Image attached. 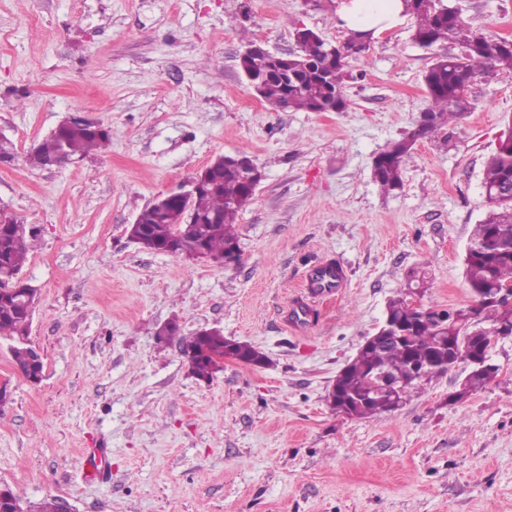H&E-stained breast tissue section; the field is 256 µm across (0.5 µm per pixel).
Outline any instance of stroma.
I'll use <instances>...</instances> for the list:
<instances>
[{"label": "stroma", "instance_id": "stroma-1", "mask_svg": "<svg viewBox=\"0 0 512 512\" xmlns=\"http://www.w3.org/2000/svg\"><path fill=\"white\" fill-rule=\"evenodd\" d=\"M473 31L512 38V0H453ZM348 35L335 0H0V211L37 231L22 276L38 293L39 383L0 343V486L73 512H512V339L499 375L460 403L457 366L391 413L352 419L328 393L427 271L424 307L475 301L464 258L487 205L485 163L512 120V72L472 88L474 107L419 139L401 188L373 161L427 106L434 54L413 18L350 62L341 112L274 111L250 93L246 40L294 49L297 25ZM114 135L101 151L35 169L27 156L66 116ZM263 179L241 210L237 263L192 262L129 238L157 197L220 155ZM334 261L342 288L286 321L308 272ZM176 320L177 340L156 330ZM204 328L265 354L196 379L180 339ZM88 448L111 451L89 477Z\"/></svg>", "mask_w": 512, "mask_h": 512}]
</instances>
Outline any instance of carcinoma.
<instances>
[{
    "mask_svg": "<svg viewBox=\"0 0 512 512\" xmlns=\"http://www.w3.org/2000/svg\"><path fill=\"white\" fill-rule=\"evenodd\" d=\"M412 15L415 44L427 51L437 44H446L452 51L435 57L424 74L429 124L393 142L374 161V180L386 192L402 186L403 164L416 141L460 115L455 100L463 85L512 71V50L503 49L497 38L473 32L461 19L460 11L448 9L445 0H434L431 7L417 8ZM329 47L330 43L312 31L299 44L288 75L272 69L268 59L261 56L243 60L240 67L265 76L260 96L274 109L306 112L344 109V84L354 78L349 60L363 49L356 46L351 35L343 41L342 50L332 53ZM111 141L110 129L102 134L74 130L64 139L52 134L28 155L27 162L41 168L50 158L84 157ZM247 176L248 170L233 161L220 163L215 182L193 205L195 223L184 222L181 205L176 201L166 207L163 215L147 207L141 211L137 223L130 226V239L137 244L144 240L159 246L172 242L176 256L185 259L202 251L221 258L239 250L234 224L250 197ZM483 187L488 210L475 225L465 257V277L476 305L467 310H434L426 314L413 310L407 297L413 290L425 291L428 281L424 271L411 270L405 295L390 299L386 312L391 326L403 333V337L366 340L338 379L341 405L336 410L357 419L387 412L393 397L379 377L409 380L416 364L426 365L442 376L452 369L448 337H453L458 347L470 351L473 349L470 337L478 335L479 329L488 324L512 325V301L495 299L502 288L512 286V130L500 137L498 146L488 157ZM35 237L34 228L16 220L0 224V338L13 343L12 361L27 379L42 376L44 369L43 361L29 346L34 295L19 278ZM180 350L191 373L199 379H210L223 370L224 365L213 359L215 355L231 354L252 365L265 360L251 345L226 339L218 330L196 333L181 341ZM488 384L484 377L471 375L460 389L448 395V401L459 402ZM59 507L56 497L24 507L12 491L0 494V512H59Z\"/></svg>",
    "mask_w": 512,
    "mask_h": 512,
    "instance_id": "1",
    "label": "carcinoma"
}]
</instances>
